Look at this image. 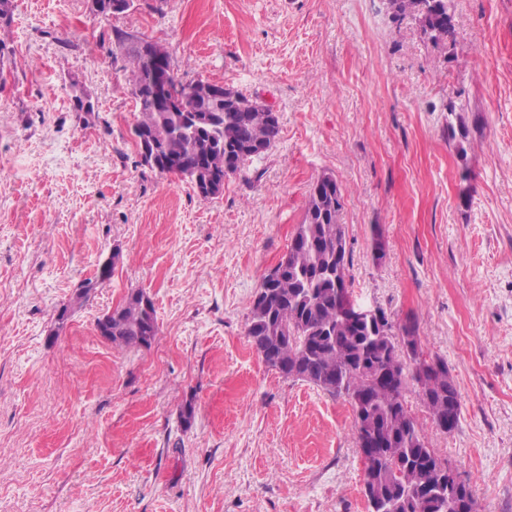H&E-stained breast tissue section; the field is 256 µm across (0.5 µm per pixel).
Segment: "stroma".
<instances>
[{
  "mask_svg": "<svg viewBox=\"0 0 512 512\" xmlns=\"http://www.w3.org/2000/svg\"><path fill=\"white\" fill-rule=\"evenodd\" d=\"M12 4L0 512H367L350 404L269 369L246 335L326 173L342 186L356 300L416 319L424 351L448 362L460 420L449 434L425 424L428 439L479 512H512V0H454L445 49L387 0H165L112 16L87 0ZM128 34L163 45L182 81L278 113L273 148L221 195L141 165ZM459 123L463 157L448 139ZM116 249L111 279L57 324ZM133 290L158 335L112 346L96 321Z\"/></svg>",
  "mask_w": 512,
  "mask_h": 512,
  "instance_id": "35a3bbf8",
  "label": "stroma"
}]
</instances>
